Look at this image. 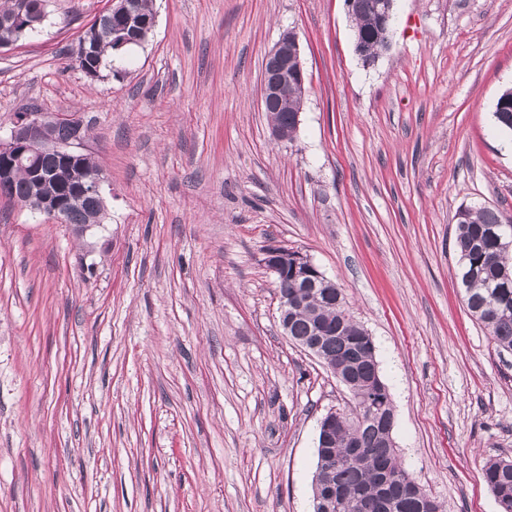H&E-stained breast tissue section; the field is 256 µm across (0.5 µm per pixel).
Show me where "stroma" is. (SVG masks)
Returning a JSON list of instances; mask_svg holds the SVG:
<instances>
[{"label": "stroma", "instance_id": "35a3bbf8", "mask_svg": "<svg viewBox=\"0 0 512 512\" xmlns=\"http://www.w3.org/2000/svg\"><path fill=\"white\" fill-rule=\"evenodd\" d=\"M107 5L50 0L0 48V135L75 116L106 178L82 237L0 196V512H312L319 420L351 396L284 336L270 247L371 334L415 481L499 512L512 354L467 308L454 214L512 217V0H396L369 68L346 0H153L152 37L93 81L72 50ZM286 29L307 92L279 144L260 83ZM483 474L500 512H512V460L490 459L483 467Z\"/></svg>", "mask_w": 512, "mask_h": 512}]
</instances>
